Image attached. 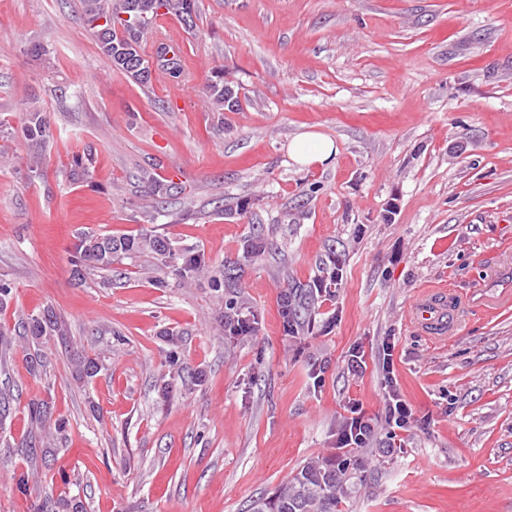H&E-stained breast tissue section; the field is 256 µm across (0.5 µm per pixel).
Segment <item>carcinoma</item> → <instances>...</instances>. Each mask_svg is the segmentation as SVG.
<instances>
[{
  "mask_svg": "<svg viewBox=\"0 0 512 512\" xmlns=\"http://www.w3.org/2000/svg\"><path fill=\"white\" fill-rule=\"evenodd\" d=\"M87 25L94 30L100 50L112 66L144 85L151 74L134 71L140 61L157 60L156 69L179 80L185 76L183 51L180 47L163 40L159 41L152 55H147L141 45L145 30L152 27L158 18L172 15L188 27L195 24L197 0H163L165 11H159L158 0H80ZM207 94L217 112H236L240 101L235 89L224 83V74L218 73L207 86ZM22 132L32 145L26 162L29 178H42L43 146L53 140L50 122L36 102L28 101L22 109ZM95 156L92 150L72 155L73 173L88 177L94 169ZM139 181L144 185L146 196L153 198L151 208L143 211V217L152 224L157 215L165 211L163 203L178 191H185L173 180L154 171L142 170ZM273 250V243L263 233V225H249V232L242 239L241 253L235 261L236 269L226 263L213 261L205 251L193 245L174 242L145 226L135 234H101L93 231L78 235L70 264L71 273L78 283L85 275L94 271H114V265L130 256L145 254L151 259L146 268L148 282L155 288L168 286L167 277L172 275L191 284L200 279L207 281L212 290L224 302V336H254L259 320L254 311L246 306L241 291V280L246 269L263 260ZM283 291L279 302L282 329L287 336L308 333L315 327V309L324 294L342 280V267L336 264V252L329 251L319 262L317 273L306 282H301L281 269ZM41 347L54 338L68 336V329L51 309L19 315L14 325L0 324V355L9 349L13 337ZM28 372L34 377L47 375L48 362L44 354L36 351L26 357ZM105 368L98 355H83L75 362L74 372L87 381ZM30 422L39 429V441L25 444L26 460L34 466L36 459L47 453L43 445L63 434L64 423L52 419L50 402L41 400L28 406ZM362 480L361 463L356 452L334 456L324 462H310L296 475L282 484L271 498L254 502L251 512H337V507L355 482Z\"/></svg>",
  "mask_w": 512,
  "mask_h": 512,
  "instance_id": "1",
  "label": "carcinoma"
}]
</instances>
